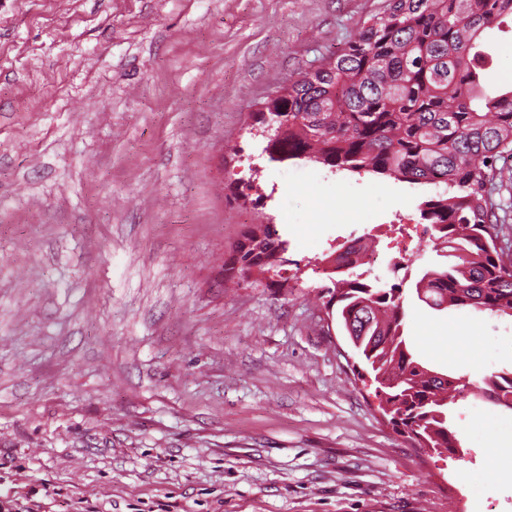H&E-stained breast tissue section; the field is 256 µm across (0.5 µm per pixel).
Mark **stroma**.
<instances>
[{
    "label": "stroma",
    "instance_id": "stroma-1",
    "mask_svg": "<svg viewBox=\"0 0 512 512\" xmlns=\"http://www.w3.org/2000/svg\"><path fill=\"white\" fill-rule=\"evenodd\" d=\"M387 0H0V512H512V415L465 393L462 454L392 430L320 296L439 264L432 194L272 163L249 133ZM487 88H512V34ZM276 224L289 263L241 279ZM432 368L512 366V318L410 300ZM288 241L279 236L274 224H252L236 245L238 271L242 277H265L287 259Z\"/></svg>",
    "mask_w": 512,
    "mask_h": 512
}]
</instances>
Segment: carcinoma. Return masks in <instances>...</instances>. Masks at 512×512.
<instances>
[{
	"label": "carcinoma",
	"mask_w": 512,
	"mask_h": 512,
	"mask_svg": "<svg viewBox=\"0 0 512 512\" xmlns=\"http://www.w3.org/2000/svg\"><path fill=\"white\" fill-rule=\"evenodd\" d=\"M512 19V0H389L338 53L300 74L254 114L267 129L262 153L276 163L310 161L371 172L437 192L418 207L446 262L422 269L416 297L432 309L471 307L512 317V255L499 246L500 204L490 186L512 156V90L489 93L487 31ZM273 224H252L236 245L238 271L263 277L286 259ZM353 245L327 257V305L381 396L392 429L414 446L460 452L449 405L465 385L425 366L405 334L403 284L357 272ZM512 412V369L476 387Z\"/></svg>",
	"instance_id": "cac0c4a2"
}]
</instances>
